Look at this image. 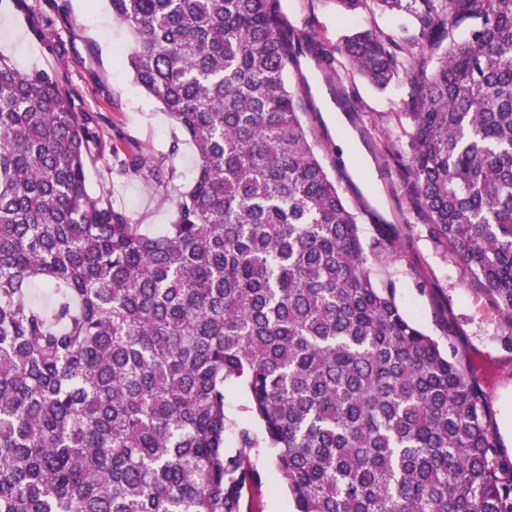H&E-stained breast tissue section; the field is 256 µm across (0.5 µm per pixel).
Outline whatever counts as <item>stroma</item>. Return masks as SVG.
Returning <instances> with one entry per match:
<instances>
[{"label": "stroma", "mask_w": 512, "mask_h": 512, "mask_svg": "<svg viewBox=\"0 0 512 512\" xmlns=\"http://www.w3.org/2000/svg\"><path fill=\"white\" fill-rule=\"evenodd\" d=\"M287 13L329 44L367 29L399 41L417 38L420 31L410 15L375 8L346 15L331 0H287ZM47 20L52 39L45 42L32 28ZM129 44L130 35L113 20L107 0H0L1 55L25 71L55 72L78 108L107 115L104 136L120 152L144 148L173 171L164 200L151 182L122 171L115 158L94 161L87 169L88 192L125 210L132 223L152 234L172 222L179 192L193 176L194 150L180 139L162 106L135 82L122 60ZM340 78L356 112L336 127L335 104L321 99L320 113L310 122L346 197L363 198L370 207L361 216L364 234L372 235L375 212L397 228V249L371 256V274L394 286L397 302L421 330L451 342L462 356L485 394L499 456L510 462L512 323L499 315L470 271L437 243L414 205L411 180L396 155L410 132L403 115L410 86L402 76L383 90L351 73ZM256 463L261 479L253 488L254 512H294L284 486L270 482L271 454L260 455Z\"/></svg>", "instance_id": "obj_1"}]
</instances>
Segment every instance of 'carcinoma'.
<instances>
[{
    "label": "carcinoma",
    "instance_id": "carcinoma-1",
    "mask_svg": "<svg viewBox=\"0 0 512 512\" xmlns=\"http://www.w3.org/2000/svg\"><path fill=\"white\" fill-rule=\"evenodd\" d=\"M334 2L406 12L421 40L327 45L283 0H109L195 148L151 235L88 193L104 115L0 56V512H252L261 448L296 512H512L482 394L372 277L396 229L364 239L289 82L308 58L405 74L416 203L512 321V0ZM121 165L173 179L141 148Z\"/></svg>",
    "mask_w": 512,
    "mask_h": 512
}]
</instances>
